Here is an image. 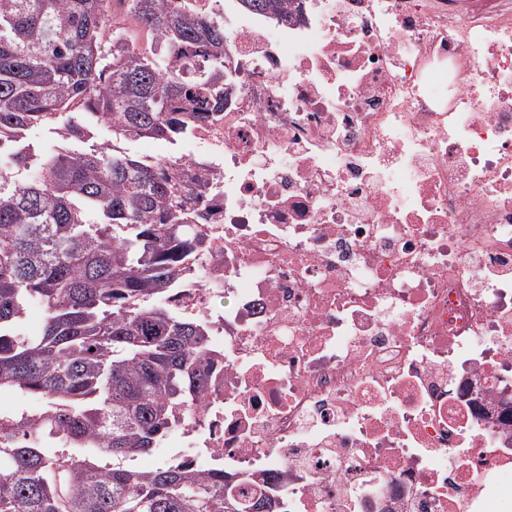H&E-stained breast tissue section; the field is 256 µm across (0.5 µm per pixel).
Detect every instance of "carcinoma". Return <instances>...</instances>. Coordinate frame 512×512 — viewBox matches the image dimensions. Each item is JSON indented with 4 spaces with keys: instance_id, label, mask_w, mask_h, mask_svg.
<instances>
[{
    "instance_id": "cac0c4a2",
    "label": "carcinoma",
    "mask_w": 512,
    "mask_h": 512,
    "mask_svg": "<svg viewBox=\"0 0 512 512\" xmlns=\"http://www.w3.org/2000/svg\"><path fill=\"white\" fill-rule=\"evenodd\" d=\"M111 2L0 0V391L38 402L0 414V512H283L232 475L125 465L211 375L205 323L158 302L207 245L167 162L95 132L172 143L223 112L227 34L190 0H118L154 43L137 52L104 40ZM232 2L283 17L285 0ZM38 128L62 145L44 150Z\"/></svg>"
}]
</instances>
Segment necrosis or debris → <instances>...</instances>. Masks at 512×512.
<instances>
[{
    "mask_svg": "<svg viewBox=\"0 0 512 512\" xmlns=\"http://www.w3.org/2000/svg\"><path fill=\"white\" fill-rule=\"evenodd\" d=\"M192 5L233 79L179 141L209 254L170 300L216 364L159 456L287 512H486L512 470V0ZM286 0H232L238 11L246 14H264L283 18V3Z\"/></svg>",
    "mask_w": 512,
    "mask_h": 512,
    "instance_id": "necrosis-or-debris-1",
    "label": "necrosis or debris"
}]
</instances>
